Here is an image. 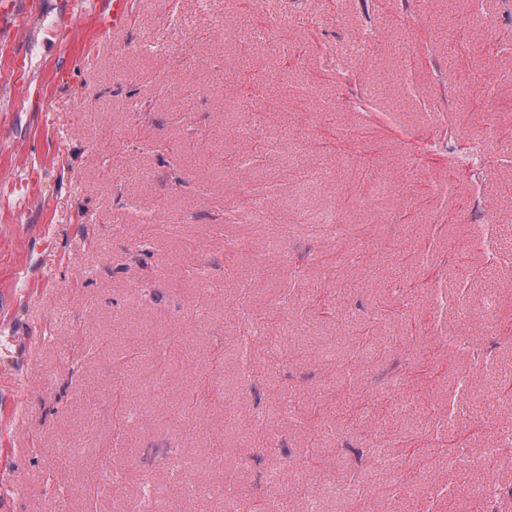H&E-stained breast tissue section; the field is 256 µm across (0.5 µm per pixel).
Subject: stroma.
<instances>
[{
  "mask_svg": "<svg viewBox=\"0 0 512 512\" xmlns=\"http://www.w3.org/2000/svg\"><path fill=\"white\" fill-rule=\"evenodd\" d=\"M54 22L0 45V512H224L169 454L238 512H512V451L447 465L512 433V0Z\"/></svg>",
  "mask_w": 512,
  "mask_h": 512,
  "instance_id": "35a3bbf8",
  "label": "stroma"
}]
</instances>
